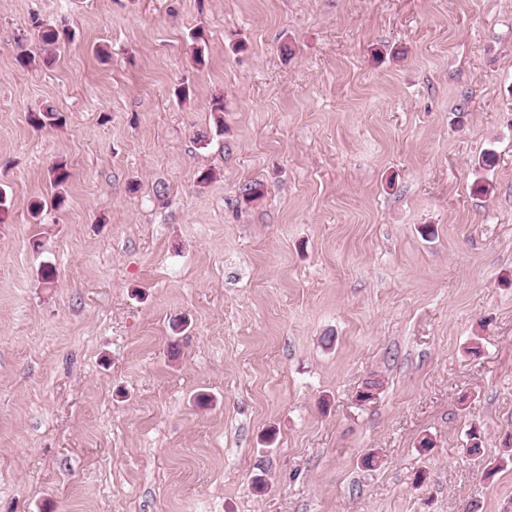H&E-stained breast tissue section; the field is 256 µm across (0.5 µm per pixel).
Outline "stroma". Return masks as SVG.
<instances>
[{"mask_svg":"<svg viewBox=\"0 0 512 512\" xmlns=\"http://www.w3.org/2000/svg\"><path fill=\"white\" fill-rule=\"evenodd\" d=\"M0 191V512H512V0H0ZM51 176L53 185L58 190L54 195L52 204L55 208H60L66 202V196L63 191L71 176L67 163L63 161L56 162L51 168Z\"/></svg>","mask_w":512,"mask_h":512,"instance_id":"obj_1","label":"stroma"}]
</instances>
